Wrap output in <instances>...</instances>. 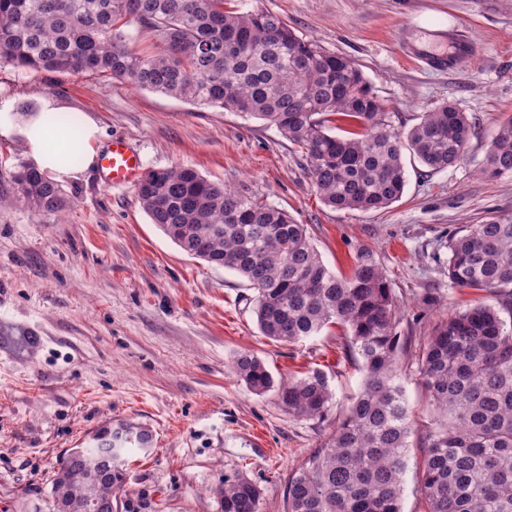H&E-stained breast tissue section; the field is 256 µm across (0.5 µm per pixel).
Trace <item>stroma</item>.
<instances>
[{
    "instance_id": "1",
    "label": "stroma",
    "mask_w": 512,
    "mask_h": 512,
    "mask_svg": "<svg viewBox=\"0 0 512 512\" xmlns=\"http://www.w3.org/2000/svg\"><path fill=\"white\" fill-rule=\"evenodd\" d=\"M282 17L294 32L355 62L385 101L395 130L442 103L475 121L464 161L434 173L405 157L402 197L378 212L336 210L317 194L299 149L273 125L238 112L135 87L100 73L0 68V113L22 125L21 104L50 98L91 116L99 145L130 139L146 169L190 167L211 182L285 209L306 225L325 264L353 271L373 252L401 307L398 332L424 343L449 313L496 294L448 278V236L512 220V176L478 169L499 123L512 117V0H235ZM444 28L469 39L471 58L444 71L407 60L406 48ZM28 157L0 137V338L40 328L39 349L0 353V512H51L52 475L64 453L104 423L153 434L122 456L114 512H220L225 477L261 492L259 512H287L288 479L330 435L364 373L341 328L281 343L262 336L255 292L234 271L188 256L143 210L135 188H110L97 167L64 182L69 203L39 212L16 199L11 172ZM243 351L274 378L323 371L335 403L323 419L288 413L276 391L251 392L233 373ZM404 378L414 446L403 512H424L418 464L430 417L416 361Z\"/></svg>"
}]
</instances>
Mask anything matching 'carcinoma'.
I'll return each instance as SVG.
<instances>
[{
	"mask_svg": "<svg viewBox=\"0 0 512 512\" xmlns=\"http://www.w3.org/2000/svg\"><path fill=\"white\" fill-rule=\"evenodd\" d=\"M231 0H0V63L63 74L106 73L135 86L240 112L275 125L301 149L323 203L380 211L406 185L404 151L432 172L460 163L474 135L467 113L442 104L404 133L348 58L325 50L268 12H241ZM153 51L129 47V21ZM357 129L338 135L336 122ZM480 174L512 176V118L493 137ZM18 198L37 211L68 203L62 187L23 164L11 175ZM137 196L151 222L182 251L230 269L255 290L260 333L295 343L331 325L364 380L336 428L288 480V512H401L402 475L414 434L402 359L411 339L398 335V301L366 249L341 278L323 262L308 229L284 209L258 203L189 167L150 170ZM448 279L503 294L440 319L416 354L433 417L419 465L425 512H512V222L491 219L448 235ZM234 371L255 394L272 389L289 414L321 419L333 405L327 376L311 370L275 382L264 361L239 354ZM142 427L104 424L68 450L52 482L60 503L81 512L112 496L122 472L103 449L151 446ZM222 512H258L260 489L224 478Z\"/></svg>",
	"mask_w": 512,
	"mask_h": 512,
	"instance_id": "1",
	"label": "carcinoma"
}]
</instances>
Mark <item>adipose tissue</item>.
Here are the masks:
<instances>
[{"label":"adipose tissue","mask_w":512,"mask_h":512,"mask_svg":"<svg viewBox=\"0 0 512 512\" xmlns=\"http://www.w3.org/2000/svg\"><path fill=\"white\" fill-rule=\"evenodd\" d=\"M59 108L54 100H43L38 116L31 118L22 127H15L5 113H0V136L18 135L35 167L46 172L57 182L75 179L78 170L69 165L66 153L69 135L61 125L52 124L51 119Z\"/></svg>","instance_id":"1"}]
</instances>
